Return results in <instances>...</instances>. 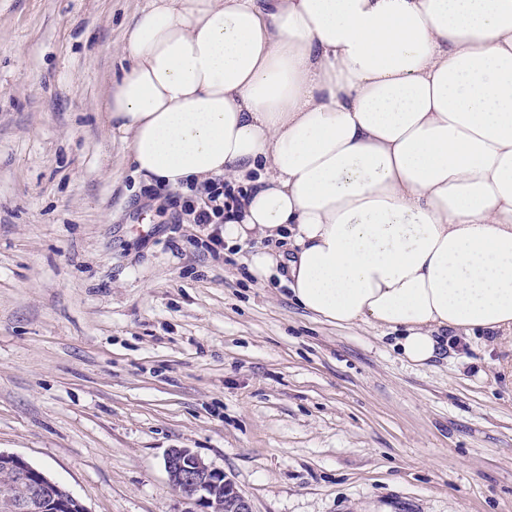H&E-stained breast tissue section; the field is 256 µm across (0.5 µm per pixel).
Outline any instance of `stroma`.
I'll use <instances>...</instances> for the list:
<instances>
[{
    "label": "stroma",
    "instance_id": "obj_1",
    "mask_svg": "<svg viewBox=\"0 0 512 512\" xmlns=\"http://www.w3.org/2000/svg\"><path fill=\"white\" fill-rule=\"evenodd\" d=\"M146 0H0V450L86 512H184L169 449L253 512H512V335L415 366L144 206L106 103Z\"/></svg>",
    "mask_w": 512,
    "mask_h": 512
}]
</instances>
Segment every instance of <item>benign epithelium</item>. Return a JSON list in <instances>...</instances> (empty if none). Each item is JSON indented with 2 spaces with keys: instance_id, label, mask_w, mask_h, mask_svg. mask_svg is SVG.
<instances>
[{
  "instance_id": "obj_1",
  "label": "benign epithelium",
  "mask_w": 512,
  "mask_h": 512,
  "mask_svg": "<svg viewBox=\"0 0 512 512\" xmlns=\"http://www.w3.org/2000/svg\"><path fill=\"white\" fill-rule=\"evenodd\" d=\"M0 501L8 512H85L83 505L42 470L18 455L0 452ZM169 484L185 502L201 512H253L249 500L224 475L203 463L188 448H172L165 456Z\"/></svg>"
}]
</instances>
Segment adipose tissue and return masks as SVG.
Wrapping results in <instances>:
<instances>
[{
    "instance_id": "adipose-tissue-1",
    "label": "adipose tissue",
    "mask_w": 512,
    "mask_h": 512,
    "mask_svg": "<svg viewBox=\"0 0 512 512\" xmlns=\"http://www.w3.org/2000/svg\"><path fill=\"white\" fill-rule=\"evenodd\" d=\"M106 105L144 178L248 187L224 241L290 238L294 301L400 331L512 332V0H149Z\"/></svg>"
}]
</instances>
